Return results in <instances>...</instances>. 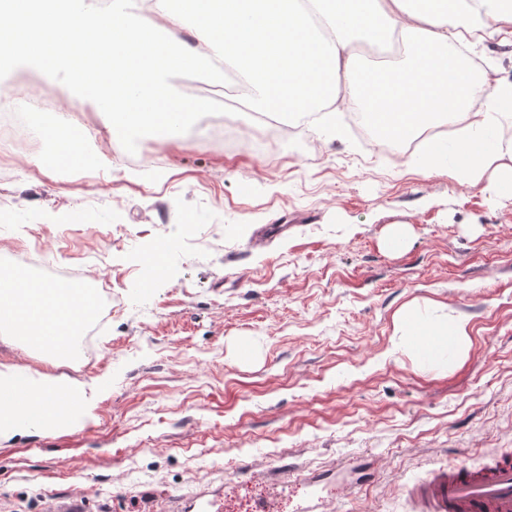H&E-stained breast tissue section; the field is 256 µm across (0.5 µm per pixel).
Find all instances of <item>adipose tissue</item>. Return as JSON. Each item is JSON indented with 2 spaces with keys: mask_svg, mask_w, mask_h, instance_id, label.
<instances>
[{
  "mask_svg": "<svg viewBox=\"0 0 512 512\" xmlns=\"http://www.w3.org/2000/svg\"><path fill=\"white\" fill-rule=\"evenodd\" d=\"M190 12L175 0H149L160 19L164 39H145L152 21L131 23L137 0H112L103 12L97 0H0V67L24 57L35 62L49 81L66 80L79 93L71 111L87 101L106 103L109 133L123 139L145 126L171 142L182 139L184 125L198 103L177 97L163 74L173 58L204 56L214 71L233 68L248 88L256 111L276 116L315 111L323 86L333 111L356 104L376 119L385 138L408 136L436 117L454 119L470 99H485L483 111L456 130V176L469 188L487 190L512 185V138L487 144L505 103L512 102V81L496 70L473 80L459 64L458 44L467 32L464 19L484 20L486 30L512 45V0H453L452 10L439 0H187ZM194 41L186 43L183 31ZM399 39L407 48L405 64L387 68L372 97L362 95L367 77L356 64L354 44ZM31 122L46 149L69 169L106 163L103 153L78 145L71 124L54 112L35 113ZM499 178L484 182L487 169ZM93 306L83 299L73 306L46 283L17 277L0 283V326L22 337L33 351L64 348ZM402 344L438 369L452 367L468 341L463 317L437 321L415 307L400 311ZM92 405L83 385L25 365L0 364V442L21 427L71 422L72 403Z\"/></svg>",
  "mask_w": 512,
  "mask_h": 512,
  "instance_id": "adipose-tissue-1",
  "label": "adipose tissue"
}]
</instances>
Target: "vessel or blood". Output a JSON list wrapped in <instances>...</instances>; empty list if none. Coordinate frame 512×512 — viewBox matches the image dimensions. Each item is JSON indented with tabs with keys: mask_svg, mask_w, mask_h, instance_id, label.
Wrapping results in <instances>:
<instances>
[{
	"mask_svg": "<svg viewBox=\"0 0 512 512\" xmlns=\"http://www.w3.org/2000/svg\"><path fill=\"white\" fill-rule=\"evenodd\" d=\"M416 512H512V454L433 471L408 490Z\"/></svg>",
	"mask_w": 512,
	"mask_h": 512,
	"instance_id": "vessel-or-blood-1",
	"label": "vessel or blood"
}]
</instances>
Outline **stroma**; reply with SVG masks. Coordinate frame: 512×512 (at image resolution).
Here are the masks:
<instances>
[{"instance_id":"obj_1","label":"stroma","mask_w":512,"mask_h":512,"mask_svg":"<svg viewBox=\"0 0 512 512\" xmlns=\"http://www.w3.org/2000/svg\"><path fill=\"white\" fill-rule=\"evenodd\" d=\"M165 80L203 82L212 101L185 146L144 136L127 145L141 166L72 172L0 155V256L38 245L119 304L65 352L0 330V363L95 392L76 426L0 443V512L75 494L88 512H175L202 493L285 512L314 488L322 512H413L407 490L433 470L512 452V194L371 151L346 123L270 135L224 76ZM228 113L229 150L208 139ZM396 225L408 235L391 250ZM412 301L465 316L451 369L402 347Z\"/></svg>"}]
</instances>
